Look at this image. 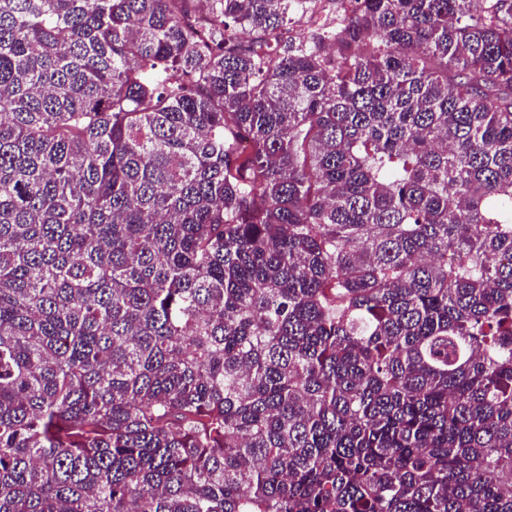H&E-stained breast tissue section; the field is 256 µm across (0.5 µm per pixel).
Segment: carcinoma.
Returning a JSON list of instances; mask_svg holds the SVG:
<instances>
[{
  "mask_svg": "<svg viewBox=\"0 0 512 512\" xmlns=\"http://www.w3.org/2000/svg\"><path fill=\"white\" fill-rule=\"evenodd\" d=\"M193 2L0 0V512H512V0Z\"/></svg>",
  "mask_w": 512,
  "mask_h": 512,
  "instance_id": "cac0c4a2",
  "label": "carcinoma"
}]
</instances>
